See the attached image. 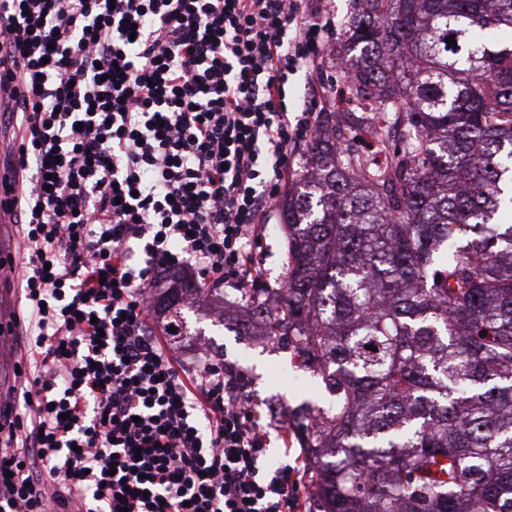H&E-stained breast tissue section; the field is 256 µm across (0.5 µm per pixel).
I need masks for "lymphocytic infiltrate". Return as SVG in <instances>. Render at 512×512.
Wrapping results in <instances>:
<instances>
[{"instance_id": "f902f5d3", "label": "lymphocytic infiltrate", "mask_w": 512, "mask_h": 512, "mask_svg": "<svg viewBox=\"0 0 512 512\" xmlns=\"http://www.w3.org/2000/svg\"><path fill=\"white\" fill-rule=\"evenodd\" d=\"M329 0H0V97L16 122L24 403L0 423V512H301L268 467L245 376L182 366L149 325L161 273L262 280L268 217L314 108ZM286 104L288 112H300L305 100H308V90L304 82L296 76H289Z\"/></svg>"}]
</instances>
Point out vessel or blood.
Masks as SVG:
<instances>
[{
	"label": "vessel or blood",
	"instance_id": "vessel-or-blood-1",
	"mask_svg": "<svg viewBox=\"0 0 512 512\" xmlns=\"http://www.w3.org/2000/svg\"><path fill=\"white\" fill-rule=\"evenodd\" d=\"M19 234L8 213L0 208V395L16 387L12 373L18 353L12 343L14 320L19 309V297L14 286L15 255Z\"/></svg>",
	"mask_w": 512,
	"mask_h": 512
}]
</instances>
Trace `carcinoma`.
<instances>
[{"label":"carcinoma","instance_id":"cac0c4a2","mask_svg":"<svg viewBox=\"0 0 512 512\" xmlns=\"http://www.w3.org/2000/svg\"><path fill=\"white\" fill-rule=\"evenodd\" d=\"M354 2L332 63L388 117L369 127L387 163L319 113L277 206L284 287L215 321L320 379L329 405L297 430L321 512H512V40L475 37L512 32V0ZM204 302L180 271L153 312Z\"/></svg>","mask_w":512,"mask_h":512}]
</instances>
